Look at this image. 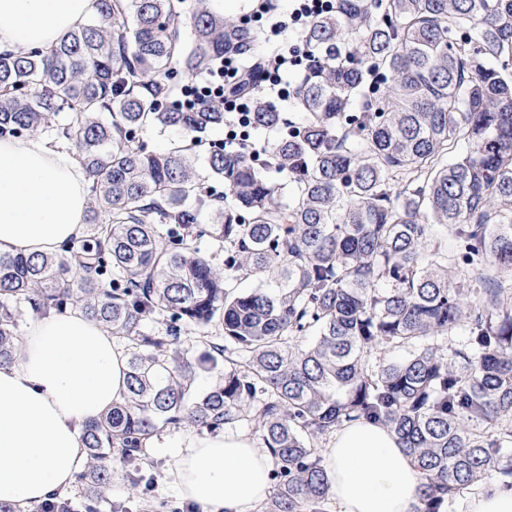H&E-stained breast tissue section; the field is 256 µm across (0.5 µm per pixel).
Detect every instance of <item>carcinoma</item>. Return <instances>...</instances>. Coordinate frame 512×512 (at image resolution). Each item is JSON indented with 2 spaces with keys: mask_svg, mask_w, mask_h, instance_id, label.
I'll use <instances>...</instances> for the list:
<instances>
[{
  "mask_svg": "<svg viewBox=\"0 0 512 512\" xmlns=\"http://www.w3.org/2000/svg\"><path fill=\"white\" fill-rule=\"evenodd\" d=\"M207 2L97 0L49 51L0 54V137L74 150L92 224L51 255L0 253V366L20 355L21 304L78 306L128 346L126 394L83 425L84 512L112 484V451L135 463L168 424L244 417L274 459L264 512H321L330 485L314 440L360 418L416 463V512H445L486 480L512 489V0H336L303 32L314 55L292 98L304 121L259 164L209 139L224 125L218 99L172 105L175 65L189 77L242 52L241 87L263 82L262 30ZM341 41L346 59L331 53ZM281 124L256 99L250 130ZM146 128L177 138L149 153ZM460 140L469 150L450 163ZM201 157L227 204L208 198ZM206 233L224 266L200 255ZM474 275L496 287H466ZM246 277L265 286L234 285ZM159 317L165 335L144 334ZM185 328L223 341L188 355L173 347ZM215 369L221 382L198 393Z\"/></svg>",
  "mask_w": 512,
  "mask_h": 512,
  "instance_id": "obj_1",
  "label": "carcinoma"
}]
</instances>
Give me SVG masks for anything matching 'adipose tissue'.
<instances>
[{"mask_svg":"<svg viewBox=\"0 0 512 512\" xmlns=\"http://www.w3.org/2000/svg\"><path fill=\"white\" fill-rule=\"evenodd\" d=\"M96 0H0V52L50 49L94 13ZM89 182L73 151L37 137L0 138V253L33 256L79 239ZM127 361L112 334L80 311L35 321L20 359L0 366V502L39 504L84 463L83 424L122 400ZM336 512H415L421 485L390 429L363 419L322 449ZM273 459L244 435L181 443L173 482L204 512H258Z\"/></svg>","mask_w":512,"mask_h":512,"instance_id":"1","label":"adipose tissue"}]
</instances>
